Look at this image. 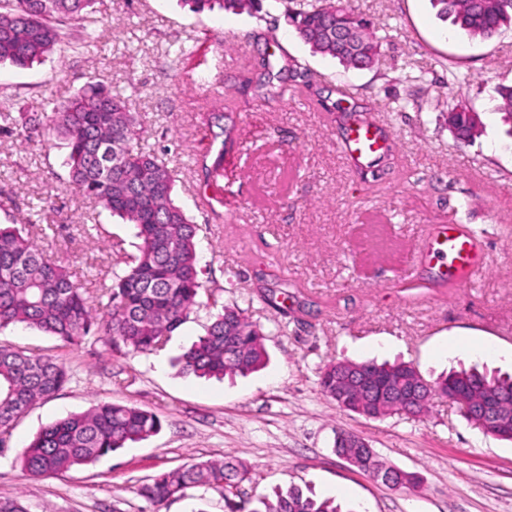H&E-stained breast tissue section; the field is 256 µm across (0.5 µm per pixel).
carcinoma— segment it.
I'll return each mask as SVG.
<instances>
[{"instance_id": "1", "label": "carcinoma", "mask_w": 512, "mask_h": 512, "mask_svg": "<svg viewBox=\"0 0 512 512\" xmlns=\"http://www.w3.org/2000/svg\"><path fill=\"white\" fill-rule=\"evenodd\" d=\"M96 0H0V64L28 68L45 61L63 41L59 22L79 23L87 43L95 42L98 17ZM194 12L219 8L238 14L281 10L314 54L338 60L344 67L368 69L380 54L378 38L369 25L350 23L353 16L342 0H322L307 8L301 0H183ZM438 15L452 19L471 39L490 40L512 27V0H432ZM258 84L273 86L284 96L288 78L300 64L290 58L275 67L266 56L257 62ZM500 110L512 122V84H501ZM337 121L350 119L374 125L364 111L336 106ZM448 127L454 136L470 142L480 134L471 109L459 103L448 110ZM233 111L215 112L213 124L229 140L235 124ZM0 121L18 137L30 141L42 130L54 131L67 149L65 188L88 199L94 208L136 228L141 240L138 254L126 261L122 273L104 285L93 308L80 280L53 253L38 248L31 239V219L24 224L0 226V328L23 324L46 333L65 345L98 336L123 354L161 349L169 337L200 305L202 270L197 258L198 225L173 199L174 170L140 145V128L129 98L100 81L91 80L49 112H1ZM392 148L366 166L355 169L364 178L381 179L391 170ZM267 358L265 334L234 305H221L205 334L179 357L181 370L199 377H233L254 372ZM341 361L321 371L322 393L336 406L369 418L400 412L424 414L429 405L407 408L396 398L377 408H357L336 386ZM68 381L65 365L54 355L33 349L0 345V437L11 435L14 424L34 404L57 394ZM455 385L475 402L492 399L501 423L489 427L477 418L470 422L492 436L509 433L512 441V374L468 369L452 370L434 386ZM160 418L126 404L100 402L87 411L49 423L21 449L17 462L33 478L56 475L88 466L128 443L157 434ZM357 469L396 483L413 484L416 478L386 465L371 448L343 441L334 447ZM251 480L248 467L235 459L191 461L174 470L160 471L141 484L138 495L154 506L182 499L191 490H214L224 498L228 512H342L332 498L317 499L297 485L276 489L255 499L244 496L241 484Z\"/></svg>"}]
</instances>
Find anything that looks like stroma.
<instances>
[{
	"mask_svg": "<svg viewBox=\"0 0 512 512\" xmlns=\"http://www.w3.org/2000/svg\"><path fill=\"white\" fill-rule=\"evenodd\" d=\"M344 3L381 41L372 68L312 54L285 19L195 13L180 0H97L96 46L70 22L43 64L0 65V112L50 111L91 80L130 96L143 149L176 170V201L202 227L204 282L223 285L222 302L262 327L268 353L244 376L180 373L174 361L203 335L206 305L161 350L135 355L95 336L66 347L21 325L0 329V344L42 349L69 372L0 447V496H20L27 512H156L136 493L144 480L224 456L250 467V495L294 483L343 512H512V442L475 428L457 405L436 397L426 414L373 419L339 409L319 387L340 359L402 360L429 381L462 364L512 372V125L496 93L512 79V28L481 41L440 19L431 0ZM262 51L301 64L294 96H257L250 63ZM340 88L345 105L367 107L390 132L392 175L365 182L349 163L333 109ZM460 102L482 122L470 143L448 129ZM229 109L235 141L221 149L206 120ZM65 159L60 146H23L0 127V224L24 223L42 206L50 229L32 227L34 240L94 300L138 240L119 219L88 221L82 198L62 190ZM217 184L224 206L201 209ZM435 224L481 240L485 268L471 286L422 255ZM463 335L490 354L449 353ZM96 400L152 411L162 428L95 464L26 477L15 458L30 438ZM340 432L417 484L392 487L337 457Z\"/></svg>",
	"mask_w": 512,
	"mask_h": 512,
	"instance_id": "stroma-1",
	"label": "stroma"
}]
</instances>
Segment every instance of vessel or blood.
I'll use <instances>...</instances> for the list:
<instances>
[{"label":"vessel or blood","instance_id":"1","mask_svg":"<svg viewBox=\"0 0 512 512\" xmlns=\"http://www.w3.org/2000/svg\"><path fill=\"white\" fill-rule=\"evenodd\" d=\"M346 153L352 161H363L382 153L385 142L373 128L365 125L349 129ZM429 258L444 267L449 278L467 286L482 272L485 258L480 243L455 224L438 225L426 240Z\"/></svg>","mask_w":512,"mask_h":512}]
</instances>
